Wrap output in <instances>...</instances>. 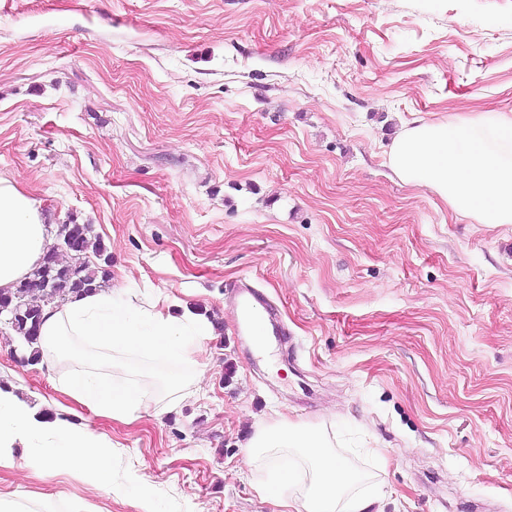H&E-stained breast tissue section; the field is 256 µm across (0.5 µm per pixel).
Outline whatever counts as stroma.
<instances>
[{"mask_svg": "<svg viewBox=\"0 0 512 512\" xmlns=\"http://www.w3.org/2000/svg\"><path fill=\"white\" fill-rule=\"evenodd\" d=\"M512 114V0H0V177L48 226L92 225L109 285L218 326L189 360L114 357L163 379L115 420L20 360L0 383L103 437L112 489L16 447L21 512H274L242 466L285 419L336 434L381 512H512V225L454 213L387 163L404 120ZM288 334L271 373L233 284ZM200 387L189 386L197 371Z\"/></svg>", "mask_w": 512, "mask_h": 512, "instance_id": "35a3bbf8", "label": "stroma"}]
</instances>
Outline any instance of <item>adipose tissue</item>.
Returning a JSON list of instances; mask_svg holds the SVG:
<instances>
[{
  "instance_id": "obj_1",
  "label": "adipose tissue",
  "mask_w": 512,
  "mask_h": 512,
  "mask_svg": "<svg viewBox=\"0 0 512 512\" xmlns=\"http://www.w3.org/2000/svg\"><path fill=\"white\" fill-rule=\"evenodd\" d=\"M388 157L403 182L428 187L453 211L480 224H512V115L472 112L450 122L402 123ZM49 237L38 202L0 178V289L10 290L31 272ZM212 330L188 309L176 316L138 307L129 289L121 288L46 307L41 336L50 353L63 349L69 338L96 350L97 360L71 373L67 392L97 413L129 420L151 403L136 382L112 383L113 352L185 360L199 337ZM18 443L32 445V468H68L103 489L112 487L110 459L99 436L40 416L0 389V462ZM244 463L250 468L275 464L272 479L260 483L258 491L280 512H374L381 492L373 476L356 472L337 453L326 430L285 419L254 434ZM294 486L298 494L289 495Z\"/></svg>"
}]
</instances>
